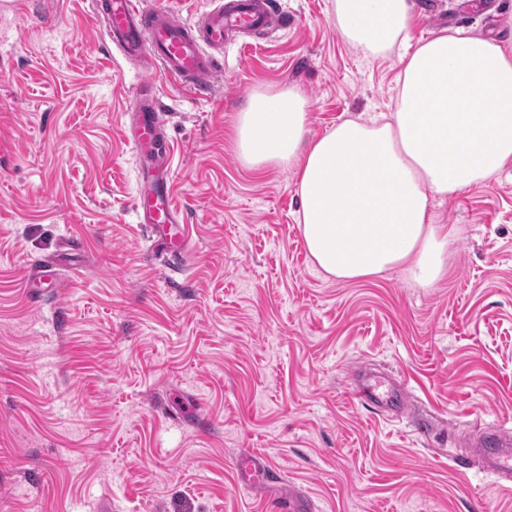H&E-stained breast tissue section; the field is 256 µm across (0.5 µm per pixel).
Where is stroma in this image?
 I'll list each match as a JSON object with an SVG mask.
<instances>
[{"mask_svg": "<svg viewBox=\"0 0 512 512\" xmlns=\"http://www.w3.org/2000/svg\"><path fill=\"white\" fill-rule=\"evenodd\" d=\"M288 27L225 46L217 91L162 84L186 265L149 252L122 136L141 66L89 0H0V512H268L232 460L264 456L317 512H512L458 437L512 423V161L435 201L453 229L430 286L327 276L294 171L236 143L252 96L293 88L306 140L394 111L398 51L364 57L334 0H279ZM407 51L443 32L512 44V0H409ZM67 258L32 303L31 265ZM404 385L395 414L355 380Z\"/></svg>", "mask_w": 512, "mask_h": 512, "instance_id": "1", "label": "stroma"}]
</instances>
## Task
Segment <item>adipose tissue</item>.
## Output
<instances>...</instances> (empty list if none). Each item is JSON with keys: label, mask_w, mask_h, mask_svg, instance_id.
<instances>
[{"label": "adipose tissue", "mask_w": 512, "mask_h": 512, "mask_svg": "<svg viewBox=\"0 0 512 512\" xmlns=\"http://www.w3.org/2000/svg\"><path fill=\"white\" fill-rule=\"evenodd\" d=\"M343 38L365 56L406 43L408 0H334ZM388 120L345 119L305 139L306 101L263 91L236 124L242 161L295 169L307 251L329 276L363 280L398 269L425 286L447 272L451 235L435 198L482 183L512 159V50L441 34L400 57Z\"/></svg>", "instance_id": "1"}]
</instances>
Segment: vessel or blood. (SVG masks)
<instances>
[{
  "instance_id": "obj_1",
  "label": "vessel or blood",
  "mask_w": 512,
  "mask_h": 512,
  "mask_svg": "<svg viewBox=\"0 0 512 512\" xmlns=\"http://www.w3.org/2000/svg\"><path fill=\"white\" fill-rule=\"evenodd\" d=\"M90 15L113 49L141 62L147 73L122 130L138 162L134 213L154 244L163 246L174 262H185L191 241L173 202L171 146L155 89L170 83L195 99L211 98L221 70L217 50L243 35L287 28L288 19L276 0H211L209 8L191 21L149 0H91ZM349 394L385 411L403 406L402 389L385 392L377 383L354 385ZM473 455L496 476L502 490L512 492V428L499 426L482 433ZM234 466L245 485L269 484L274 474L267 459L250 451L236 456Z\"/></svg>"
}]
</instances>
